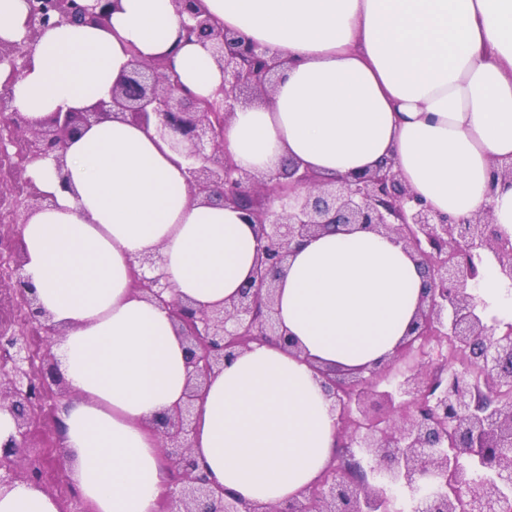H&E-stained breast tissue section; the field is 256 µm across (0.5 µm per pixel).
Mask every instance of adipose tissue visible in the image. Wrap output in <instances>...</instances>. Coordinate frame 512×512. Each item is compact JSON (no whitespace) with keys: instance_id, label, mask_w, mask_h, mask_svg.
<instances>
[{"instance_id":"obj_1","label":"adipose tissue","mask_w":512,"mask_h":512,"mask_svg":"<svg viewBox=\"0 0 512 512\" xmlns=\"http://www.w3.org/2000/svg\"><path fill=\"white\" fill-rule=\"evenodd\" d=\"M225 28L282 60L273 92L237 109L224 147L265 173L299 162L320 177L391 162L410 193L454 219L490 210L512 237V0H201ZM166 60L199 98L224 74L186 39L173 0H119L105 25L47 29L13 86L30 122L109 99L132 56ZM60 186L53 157L27 175L52 196L20 225L25 273L42 310L65 327L51 352L74 394L59 409L65 478L89 512H156L169 476L152 421L183 404L185 342L167 308L134 291L155 259L176 298L224 304L250 280L256 241L241 210L191 198L188 160L156 127L105 119L68 145ZM477 290L512 323V283L486 258ZM423 277L394 237L372 230L311 238L288 258L278 317L302 352L256 342L211 376L196 404L200 474L271 506L318 483L336 453V416L317 364L359 369L391 354L417 311ZM0 512H60L20 482Z\"/></svg>"}]
</instances>
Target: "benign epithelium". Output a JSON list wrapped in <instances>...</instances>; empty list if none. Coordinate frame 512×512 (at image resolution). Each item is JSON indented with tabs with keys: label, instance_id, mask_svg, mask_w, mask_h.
<instances>
[{
	"label": "benign epithelium",
	"instance_id": "7a95c632",
	"mask_svg": "<svg viewBox=\"0 0 512 512\" xmlns=\"http://www.w3.org/2000/svg\"><path fill=\"white\" fill-rule=\"evenodd\" d=\"M175 3L191 19L183 24L185 36L209 42L224 72V86L213 100L196 99L166 63L135 57L109 101L83 112H54L34 126L13 107L12 89L40 35L64 23H105L114 0H28L24 39H0V66L8 67L0 78V161L9 165L13 182L26 187L14 199L0 188L6 202L0 222L7 225L1 242L20 238L14 224L26 220H18V212L27 217L52 204L24 177L28 165L53 153L62 179L67 146L83 127L126 116L145 126L158 119L187 150L191 196L231 203L254 226L253 276L224 306L204 310L166 299L170 285L151 257L140 260L144 271H134L135 290L165 305L182 330L189 367L186 401L153 421L175 485L157 512H392L391 491L397 489L416 494L413 512H512V405L495 396L500 389L512 390V325L502 332L487 325L470 293L488 254L512 280V239L499 232L488 209L457 220L435 214L414 200L391 163L328 179L293 163L267 176L238 167L224 151V124L237 107L272 88L281 60L205 15L198 0ZM19 144L21 155L15 152ZM354 226L394 235L411 250L424 277L416 317L393 359L436 332L458 344L468 365L446 376L411 370L381 392L370 387V379L387 362L368 378L321 372L337 415L336 449H358L371 461L369 471L355 463L339 468L333 461L327 468L331 480L277 506L246 502L196 473L190 444L194 403L210 375L250 343L298 349L277 318L280 271L293 249L310 238ZM0 278L10 283V302L22 317V330L8 336L12 353L0 362V410L15 421V435L0 446L2 496L36 473L26 457L31 431L44 420L59 425L55 397L64 381L51 352L52 337L60 330L37 305L22 250L0 269ZM374 398L400 411L399 419L381 427L369 407Z\"/></svg>",
	"mask_w": 512,
	"mask_h": 512
}]
</instances>
